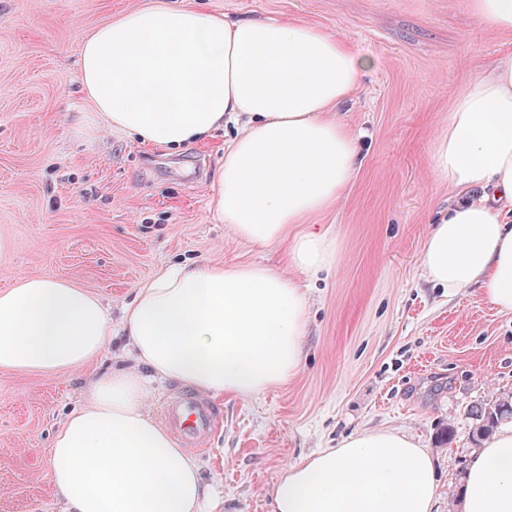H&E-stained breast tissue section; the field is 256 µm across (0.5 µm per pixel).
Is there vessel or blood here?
<instances>
[{"label":"vessel or blood","instance_id":"obj_1","mask_svg":"<svg viewBox=\"0 0 512 512\" xmlns=\"http://www.w3.org/2000/svg\"><path fill=\"white\" fill-rule=\"evenodd\" d=\"M159 416L188 448L203 446L220 422V410L209 398L184 388L164 402Z\"/></svg>","mask_w":512,"mask_h":512}]
</instances>
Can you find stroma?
Segmentation results:
<instances>
[{
  "label": "stroma",
  "instance_id": "stroma-1",
  "mask_svg": "<svg viewBox=\"0 0 512 512\" xmlns=\"http://www.w3.org/2000/svg\"><path fill=\"white\" fill-rule=\"evenodd\" d=\"M154 0H0V289L22 276L67 279L120 320L136 288L171 265H285L282 243L233 235L212 203L228 125L181 149L104 126L80 82L84 40ZM230 18L297 19L338 34L373 65L339 118L361 162L322 228L337 262L298 275L308 295L305 361L287 383L216 399L224 423L192 449L213 512H269L284 466L358 431L397 430L431 449L438 512L473 451L471 407L512 398V315L478 288L430 285L423 240L451 202L429 142L462 84L512 31L480 23L471 0H165ZM113 336L86 369L0 368V512H62L48 448L89 375L128 367ZM448 445H439L443 427Z\"/></svg>",
  "mask_w": 512,
  "mask_h": 512
}]
</instances>
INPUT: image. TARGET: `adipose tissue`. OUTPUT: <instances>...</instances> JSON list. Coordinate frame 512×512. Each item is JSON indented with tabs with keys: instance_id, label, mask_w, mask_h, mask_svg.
<instances>
[{
	"instance_id": "ef3b65f1",
	"label": "adipose tissue",
	"mask_w": 512,
	"mask_h": 512,
	"mask_svg": "<svg viewBox=\"0 0 512 512\" xmlns=\"http://www.w3.org/2000/svg\"><path fill=\"white\" fill-rule=\"evenodd\" d=\"M369 58L308 23L237 19L157 0L96 29L81 50V84L100 118L140 142L203 141L233 119L212 202L239 238L287 241L290 269L333 265L336 243L308 227L342 198L358 162L332 106L358 90ZM431 170L463 194L428 230L427 281L512 313V52L466 82L431 143ZM304 288L262 264L173 267L146 282L122 328L137 369L90 377L55 432L49 478L65 512H202L193 457L149 416L140 374L203 394L257 396L296 376L304 358ZM112 337L99 297L64 279L19 278L0 290V368H84ZM464 512H512V425L473 453ZM433 454L397 431L358 432L281 470L270 512H434Z\"/></svg>"
}]
</instances>
